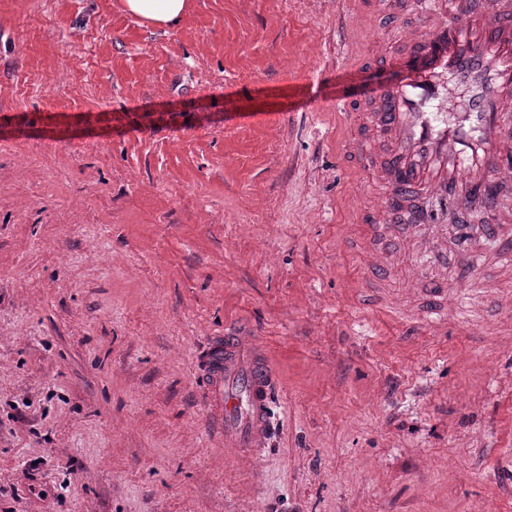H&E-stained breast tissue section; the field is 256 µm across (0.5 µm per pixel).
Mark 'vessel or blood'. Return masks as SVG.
<instances>
[{
	"label": "vessel or blood",
	"instance_id": "b4317fda",
	"mask_svg": "<svg viewBox=\"0 0 512 512\" xmlns=\"http://www.w3.org/2000/svg\"><path fill=\"white\" fill-rule=\"evenodd\" d=\"M422 23L410 37L404 83L384 89L370 121L389 144V186L383 210L413 194L449 195L459 210L484 209L479 184L512 189V0L476 11L470 0H423ZM403 233L424 250L447 252L434 225L406 224ZM465 250L484 240L512 244L498 224H456ZM428 300L422 317H445L447 284L419 270ZM197 379L212 412L224 415V440L251 453L264 443L276 378L259 337L244 332L210 337Z\"/></svg>",
	"mask_w": 512,
	"mask_h": 512
}]
</instances>
